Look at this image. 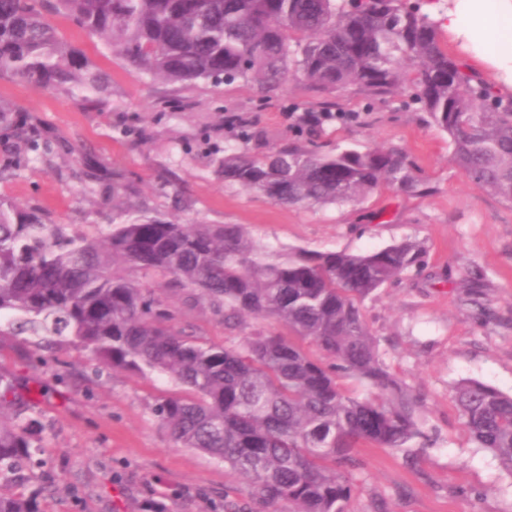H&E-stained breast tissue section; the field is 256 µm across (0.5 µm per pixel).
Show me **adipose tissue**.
<instances>
[{
  "instance_id": "obj_1",
  "label": "adipose tissue",
  "mask_w": 512,
  "mask_h": 512,
  "mask_svg": "<svg viewBox=\"0 0 512 512\" xmlns=\"http://www.w3.org/2000/svg\"><path fill=\"white\" fill-rule=\"evenodd\" d=\"M436 21L461 50L468 72L512 96V0H448Z\"/></svg>"
}]
</instances>
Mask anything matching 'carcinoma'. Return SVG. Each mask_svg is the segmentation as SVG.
I'll return each instance as SVG.
<instances>
[{"label":"carcinoma","mask_w":512,"mask_h":512,"mask_svg":"<svg viewBox=\"0 0 512 512\" xmlns=\"http://www.w3.org/2000/svg\"><path fill=\"white\" fill-rule=\"evenodd\" d=\"M63 15L154 79L235 81L262 89L287 76L326 95L406 90L448 134L452 160L512 202V101L493 97L443 47L437 25L404 0H0V78L104 101L95 63L48 20ZM0 104V137L25 144L38 128ZM224 181L287 205L358 202L384 187L424 195L396 146L325 150L283 143L270 154L228 150ZM419 244L367 253L275 249L240 224L133 218L71 236L34 212L0 205V323L23 337L28 362L71 345L99 365L178 387L150 406L174 442L224 463L251 487L256 512H354L362 447L402 450L422 436L418 400L388 369L362 313L375 290L417 267ZM171 278L224 326L273 318L239 342L197 341L129 272ZM308 343V351L302 343ZM374 390L362 396L342 383ZM35 389L0 370V512H42L41 491H4L43 464ZM43 395L42 389H37ZM454 402L466 432L512 475V395L477 380Z\"/></svg>","instance_id":"carcinoma-1"}]
</instances>
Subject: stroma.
I'll return each mask as SVG.
<instances>
[{"mask_svg":"<svg viewBox=\"0 0 512 512\" xmlns=\"http://www.w3.org/2000/svg\"><path fill=\"white\" fill-rule=\"evenodd\" d=\"M53 24L106 74L103 105L0 79V102L37 126L38 151L0 141V205L37 212L84 235L130 216L197 224H241L257 242L318 251L368 252L403 239L422 243V268L367 297L364 320L390 371L421 400L424 438L409 451H359L356 512H512V475L469 438L453 400L455 386L478 380L512 394V203L473 183L452 148L407 95L378 101L346 90L330 98L288 79L265 92L230 84L154 80L108 51L69 20ZM356 112L355 122L299 123L305 112ZM362 149L407 150L428 185L417 197L385 188L357 204L282 205L262 192L225 182L224 149L263 153L292 139ZM128 179L138 197L112 202ZM156 290L177 327L216 345L256 329L284 333L275 319H247L238 329L188 301L187 291ZM20 337L0 336V368L31 383L64 376L60 393L40 406L45 460L53 471L44 512H224L246 502L250 487L210 456L178 446L149 406L173 384L127 371L95 376L84 352L63 346L46 365L26 367Z\"/></svg>","mask_w":512,"mask_h":512,"instance_id":"1","label":"stroma"}]
</instances>
